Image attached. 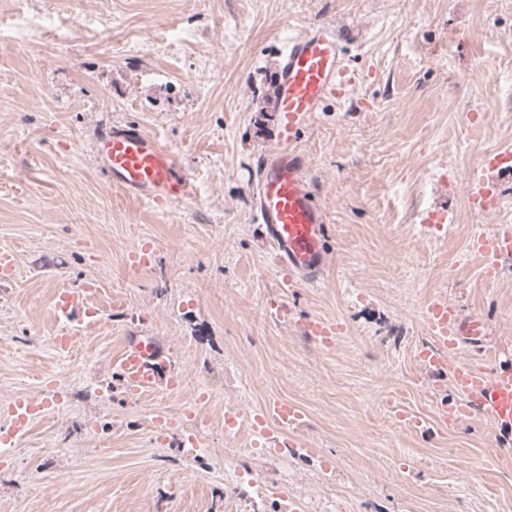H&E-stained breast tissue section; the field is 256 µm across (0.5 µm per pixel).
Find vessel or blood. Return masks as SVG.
<instances>
[{
    "label": "vessel or blood",
    "instance_id": "1",
    "mask_svg": "<svg viewBox=\"0 0 512 512\" xmlns=\"http://www.w3.org/2000/svg\"><path fill=\"white\" fill-rule=\"evenodd\" d=\"M354 81L344 64L340 36L329 26L316 24L289 39L280 72L278 110L284 118L283 143L257 163L256 222L273 245L278 261L292 282L316 283L328 264L327 216L316 200L303 156L290 144L307 114L320 111L324 100L342 93ZM96 157L111 185L126 195L150 205H163L189 198L191 179L152 135L140 127L117 123L97 138ZM490 177L481 179L471 194L477 210L496 204L498 178L512 172V154L502 153L493 161ZM481 260L487 280H494L502 259L512 256V232L481 236L471 244ZM82 291L62 292L56 303L60 318L71 333L60 340L71 350L83 320L79 311ZM427 329L431 344L420 356V364L433 377L452 373L459 398L439 412L441 422H459L481 412L501 431L512 432V367L487 371L484 366L463 362L449 365L448 358L463 344L487 351L489 325L477 316H467L447 299H435L429 306ZM119 382L131 394L153 390L161 374L174 373V366L162 358L152 340L128 345L116 360ZM37 413L24 397L8 407L10 428L0 434V447H12L26 434ZM303 413L294 405L269 401L251 428L259 438L273 440L276 447L287 444L288 434L299 426Z\"/></svg>",
    "mask_w": 512,
    "mask_h": 512
}]
</instances>
